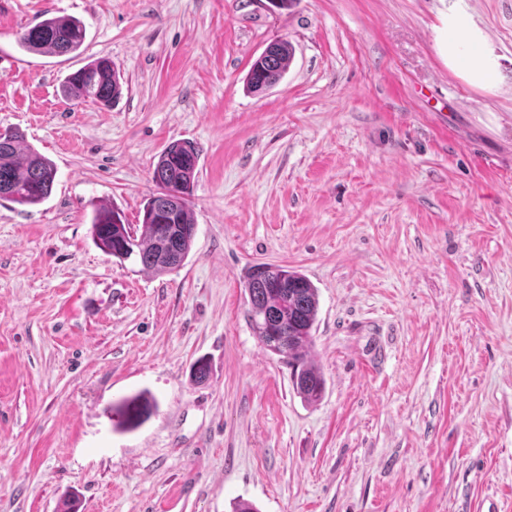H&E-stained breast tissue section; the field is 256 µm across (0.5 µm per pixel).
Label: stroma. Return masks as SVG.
Wrapping results in <instances>:
<instances>
[{
    "instance_id": "obj_1",
    "label": "stroma",
    "mask_w": 512,
    "mask_h": 512,
    "mask_svg": "<svg viewBox=\"0 0 512 512\" xmlns=\"http://www.w3.org/2000/svg\"><path fill=\"white\" fill-rule=\"evenodd\" d=\"M452 13L490 85L449 67ZM51 16L82 21L80 54L21 49ZM279 39L283 78L247 92ZM100 56L121 96L67 100ZM6 130L57 174L0 200V512H512V0H0ZM179 140L195 238L157 275L98 249L92 212L141 223ZM257 263L318 290L316 403L253 329ZM154 402L146 393L138 394L126 399L122 403L123 423L126 428L133 429L139 426L149 413L150 407Z\"/></svg>"
}]
</instances>
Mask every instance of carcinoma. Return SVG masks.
Returning <instances> with one entry per match:
<instances>
[{
	"label": "carcinoma",
	"mask_w": 512,
	"mask_h": 512,
	"mask_svg": "<svg viewBox=\"0 0 512 512\" xmlns=\"http://www.w3.org/2000/svg\"><path fill=\"white\" fill-rule=\"evenodd\" d=\"M86 39L83 23L73 18L49 17L19 33V45L26 51L63 55L78 52ZM286 40L274 43L273 53L261 54L247 74V87L257 93L272 78L281 79L292 58ZM120 73L108 57H99L69 74L62 85L63 96L72 101L91 100L108 107L121 94ZM199 165L194 144L176 141L160 154L153 170L159 194L167 197V208L150 197L143 221L134 226L124 222L116 208L95 209L92 232L95 244L116 258L136 257L157 274L183 265L193 245L195 226L189 208ZM56 171L53 164L25 144L18 131L0 135V199L20 205H36L52 193ZM250 303V317L260 343L293 368V386L306 402L318 401L324 391L320 371L306 361L307 348L318 312V289L301 272L286 266L255 264L244 276ZM153 399L141 393L122 403L126 428L139 426L149 413Z\"/></svg>",
	"instance_id": "carcinoma-1"
}]
</instances>
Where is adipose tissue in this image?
I'll return each mask as SVG.
<instances>
[{"mask_svg": "<svg viewBox=\"0 0 512 512\" xmlns=\"http://www.w3.org/2000/svg\"><path fill=\"white\" fill-rule=\"evenodd\" d=\"M448 64L477 85L488 84L495 69L483 47L479 32L465 16H452L444 38Z\"/></svg>", "mask_w": 512, "mask_h": 512, "instance_id": "1", "label": "adipose tissue"}]
</instances>
